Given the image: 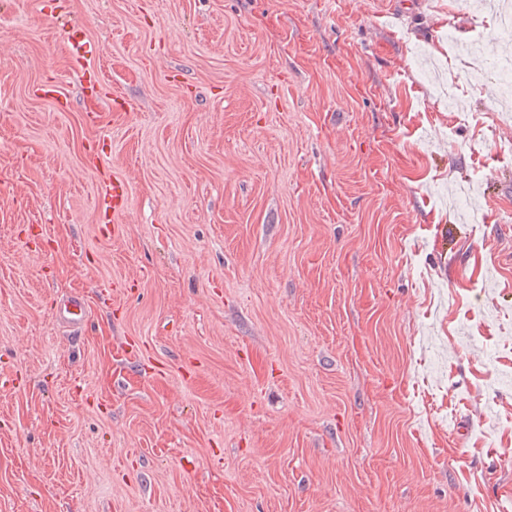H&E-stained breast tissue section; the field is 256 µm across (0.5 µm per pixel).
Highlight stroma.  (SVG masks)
Instances as JSON below:
<instances>
[{"mask_svg":"<svg viewBox=\"0 0 512 512\" xmlns=\"http://www.w3.org/2000/svg\"><path fill=\"white\" fill-rule=\"evenodd\" d=\"M489 59L473 0H0V512H512ZM127 195L128 191L125 183L119 179H113L98 197V207L106 212L112 210L113 217L124 207ZM84 302L80 296H71L57 310L58 318L69 325L79 326L84 317Z\"/></svg>","mask_w":512,"mask_h":512,"instance_id":"1","label":"stroma"}]
</instances>
